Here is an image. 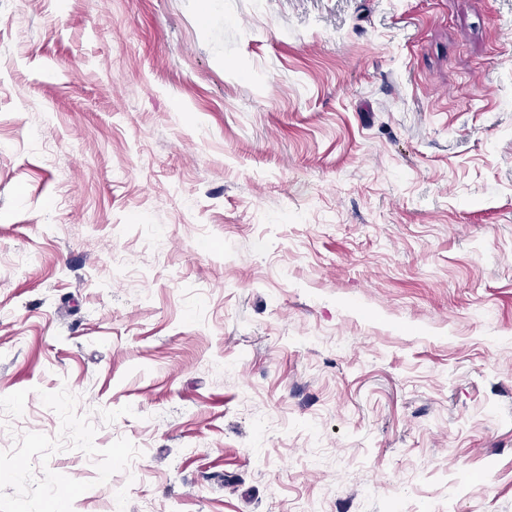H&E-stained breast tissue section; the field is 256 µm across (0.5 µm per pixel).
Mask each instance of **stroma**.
<instances>
[{"label": "stroma", "mask_w": 512, "mask_h": 512, "mask_svg": "<svg viewBox=\"0 0 512 512\" xmlns=\"http://www.w3.org/2000/svg\"><path fill=\"white\" fill-rule=\"evenodd\" d=\"M204 5L0 0V512H512V0Z\"/></svg>", "instance_id": "35a3bbf8"}]
</instances>
